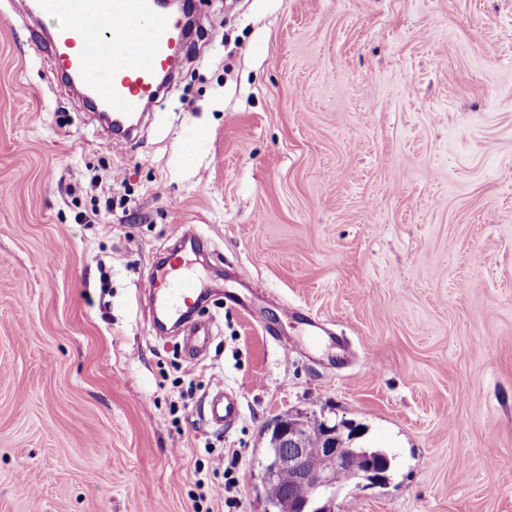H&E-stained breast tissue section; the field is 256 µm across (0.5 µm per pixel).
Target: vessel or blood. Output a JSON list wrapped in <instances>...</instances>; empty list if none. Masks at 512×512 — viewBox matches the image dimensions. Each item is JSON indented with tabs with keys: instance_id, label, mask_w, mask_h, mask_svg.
Here are the masks:
<instances>
[{
	"instance_id": "1",
	"label": "vessel or blood",
	"mask_w": 512,
	"mask_h": 512,
	"mask_svg": "<svg viewBox=\"0 0 512 512\" xmlns=\"http://www.w3.org/2000/svg\"><path fill=\"white\" fill-rule=\"evenodd\" d=\"M38 9L54 22L47 52L56 76L80 79L92 65L112 64L106 88L94 87L89 96L77 97L80 109L95 101L116 117L140 111L159 96L160 75L172 73L188 44L181 20L156 10L151 0H38ZM93 42L111 43V58L91 54ZM148 288L162 310L178 318L197 304L202 281L176 254ZM209 341L208 328H196L185 345L187 362H195ZM239 414L234 391L217 387L208 405L210 420L228 427Z\"/></svg>"
}]
</instances>
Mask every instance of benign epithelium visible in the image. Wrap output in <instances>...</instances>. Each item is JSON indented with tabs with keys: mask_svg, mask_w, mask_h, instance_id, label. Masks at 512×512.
Listing matches in <instances>:
<instances>
[{
	"mask_svg": "<svg viewBox=\"0 0 512 512\" xmlns=\"http://www.w3.org/2000/svg\"><path fill=\"white\" fill-rule=\"evenodd\" d=\"M335 435L334 431L324 430L323 462L312 469L306 465V449L302 448L306 439L304 428L297 424H278L279 452L268 457L265 471L266 475L278 478L288 491L284 512H329L338 491L336 473L345 466L352 440L357 438L354 433L351 440L344 441ZM389 468L387 456L370 455L359 481L382 487L387 482Z\"/></svg>",
	"mask_w": 512,
	"mask_h": 512,
	"instance_id": "7a95c632",
	"label": "benign epithelium"
}]
</instances>
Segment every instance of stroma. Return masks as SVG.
I'll return each mask as SVG.
<instances>
[{"instance_id": "obj_1", "label": "stroma", "mask_w": 512, "mask_h": 512, "mask_svg": "<svg viewBox=\"0 0 512 512\" xmlns=\"http://www.w3.org/2000/svg\"><path fill=\"white\" fill-rule=\"evenodd\" d=\"M196 8L127 144L53 75L52 20L0 0V512H229L196 476L231 452L236 512H270L289 411L391 459L334 512H512V0ZM184 224L194 364L139 294ZM210 337L208 327H198L188 336L185 345L187 362L196 363V357L206 351ZM239 414V404L234 391L224 389L223 386L217 387L208 405L210 420L227 428L238 419Z\"/></svg>"}]
</instances>
